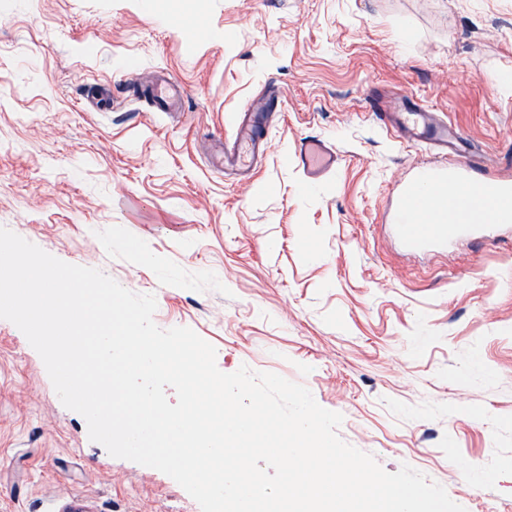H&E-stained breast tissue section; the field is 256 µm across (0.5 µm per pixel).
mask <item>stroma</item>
Here are the masks:
<instances>
[{
	"label": "stroma",
	"mask_w": 512,
	"mask_h": 512,
	"mask_svg": "<svg viewBox=\"0 0 512 512\" xmlns=\"http://www.w3.org/2000/svg\"><path fill=\"white\" fill-rule=\"evenodd\" d=\"M174 112L133 96L156 71ZM512 0H0V227L154 295L240 367L304 385L346 443L409 465L465 512H512V226L406 251L395 204L429 161L368 114L412 96L512 182ZM275 85L251 176L214 143ZM331 139L310 191L286 159ZM201 512L161 471L115 458L0 319V512ZM182 98L181 87L162 74L158 77L153 91V100L160 110L176 107Z\"/></svg>",
	"instance_id": "35a3bbf8"
}]
</instances>
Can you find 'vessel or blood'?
Here are the masks:
<instances>
[{
	"mask_svg": "<svg viewBox=\"0 0 512 512\" xmlns=\"http://www.w3.org/2000/svg\"><path fill=\"white\" fill-rule=\"evenodd\" d=\"M182 98L179 85L167 75H160L153 91V100L159 109L176 107ZM368 109L400 142L425 146L438 155L452 159L451 166L431 164L421 169L418 181L427 186L422 196L404 194L398 206L399 222L396 234L409 249L420 250L429 246L444 245L448 241L476 232L473 224H458L457 213L471 203L474 190L493 195L512 191V185L488 181L479 167L475 152L466 135L447 124L436 121L426 106L412 103L403 111L388 109L384 91L372 90L367 100ZM279 103H271L268 110L260 111L251 106L241 107L234 117V132L224 140V164L249 171L259 155L269 149L267 135L271 116L279 112ZM290 159L302 170L306 188H313L325 175L335 171L338 153L335 145L320 135H307L295 140ZM427 204L443 218L439 224H418L413 218L416 202Z\"/></svg>",
	"mask_w": 512,
	"mask_h": 512,
	"instance_id": "obj_1",
	"label": "vessel or blood"
}]
</instances>
